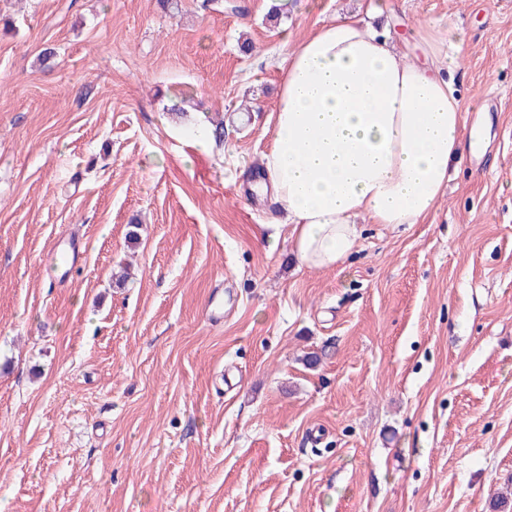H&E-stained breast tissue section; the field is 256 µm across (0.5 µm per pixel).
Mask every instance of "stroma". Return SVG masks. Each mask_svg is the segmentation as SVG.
Listing matches in <instances>:
<instances>
[{"label": "stroma", "mask_w": 512, "mask_h": 512, "mask_svg": "<svg viewBox=\"0 0 512 512\" xmlns=\"http://www.w3.org/2000/svg\"><path fill=\"white\" fill-rule=\"evenodd\" d=\"M269 6L0 0V512H491L512 488V0ZM377 6L461 23L463 96H499L486 168L308 269L246 183L290 46Z\"/></svg>", "instance_id": "stroma-1"}]
</instances>
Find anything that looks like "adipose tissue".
<instances>
[{
    "instance_id": "adipose-tissue-1",
    "label": "adipose tissue",
    "mask_w": 512,
    "mask_h": 512,
    "mask_svg": "<svg viewBox=\"0 0 512 512\" xmlns=\"http://www.w3.org/2000/svg\"><path fill=\"white\" fill-rule=\"evenodd\" d=\"M417 55L360 18L321 26L288 54L275 136L250 193L270 198L299 262L334 270L358 222L420 224L466 147L468 108L454 74L465 33L416 23Z\"/></svg>"
}]
</instances>
